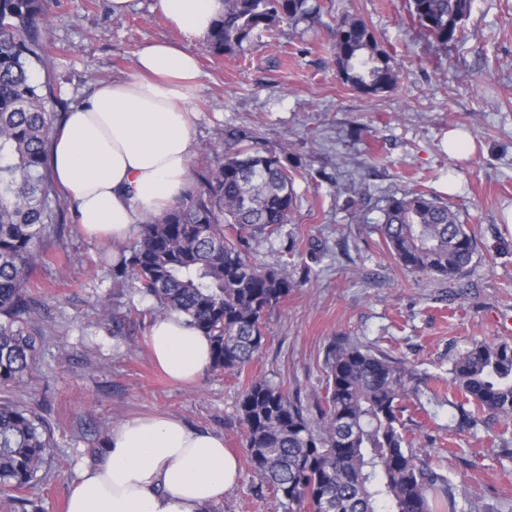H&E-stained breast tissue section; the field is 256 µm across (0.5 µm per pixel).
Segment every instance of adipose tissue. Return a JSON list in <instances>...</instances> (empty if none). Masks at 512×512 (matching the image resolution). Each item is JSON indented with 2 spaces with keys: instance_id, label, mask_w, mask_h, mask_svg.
Segmentation results:
<instances>
[{
  "instance_id": "adipose-tissue-1",
  "label": "adipose tissue",
  "mask_w": 512,
  "mask_h": 512,
  "mask_svg": "<svg viewBox=\"0 0 512 512\" xmlns=\"http://www.w3.org/2000/svg\"><path fill=\"white\" fill-rule=\"evenodd\" d=\"M183 43L153 41L134 73L100 84L61 120L50 153L84 235L124 239L187 190L195 152L191 103L200 67L192 42L224 14L223 0H156ZM151 355L170 377L196 382L210 364L207 336L173 313L149 335ZM240 481L222 437L180 418L152 415L113 426L105 448L84 463L66 512H212Z\"/></svg>"
}]
</instances>
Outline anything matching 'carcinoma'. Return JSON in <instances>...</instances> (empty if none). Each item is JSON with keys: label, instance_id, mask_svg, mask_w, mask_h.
Returning a JSON list of instances; mask_svg holds the SVG:
<instances>
[{"label": "carcinoma", "instance_id": "1", "mask_svg": "<svg viewBox=\"0 0 512 512\" xmlns=\"http://www.w3.org/2000/svg\"><path fill=\"white\" fill-rule=\"evenodd\" d=\"M473 0H410L421 34L438 53L463 34ZM313 0H224L208 34L212 54L238 56L254 39L307 21ZM340 79L368 96L394 89L400 72L366 22L343 14L331 30ZM49 0H0V492L11 512L29 511L51 444L47 422L7 396L36 366L43 330L31 278L44 241L65 223L49 164L53 109L64 106L50 74ZM233 149L215 160L176 206L149 216L136 241L117 246L112 278L129 281L152 305L127 312L103 304L112 335L177 312L208 336L210 368L241 374L261 351L266 317L298 284L276 259L250 258V242L291 223L294 178L253 132L227 133ZM243 141L250 142L244 148ZM397 265L453 280L469 268L476 241L453 207L419 189L388 197L379 227ZM463 401L457 428L486 417L512 423V344L473 341L452 362ZM423 380L382 352L336 342L327 353L326 391L309 408L301 392L263 379L242 389L238 414L253 480L286 512H478L466 489L422 459L407 436L404 402Z\"/></svg>", "mask_w": 512, "mask_h": 512}]
</instances>
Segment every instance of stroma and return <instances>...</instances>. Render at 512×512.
Returning a JSON list of instances; mask_svg holds the SVG:
<instances>
[{
	"instance_id": "1",
	"label": "stroma",
	"mask_w": 512,
	"mask_h": 512,
	"mask_svg": "<svg viewBox=\"0 0 512 512\" xmlns=\"http://www.w3.org/2000/svg\"><path fill=\"white\" fill-rule=\"evenodd\" d=\"M314 24L283 27L240 56L216 59L193 43L201 75L190 167L202 172L223 155L232 129L258 132L285 153L297 209L275 240L256 239L258 262L283 251L295 282L269 317L258 356L241 376L205 370L175 381L154 365L149 327L113 335L100 302L118 289L112 245L85 237L74 218L44 243L34 276L46 331L37 368L12 397L43 415L52 450L30 498L39 512H65L80 465L103 448L113 427L139 415H173L222 436L240 463L239 484L218 512H284L271 492L256 494L237 402L251 379L323 394L325 357L337 340L406 362L428 388L406 414V430L432 467L464 482L482 512H512V455L494 430L459 431L458 395L448 383L453 359L472 341L512 343V0H474L463 39L437 56L411 22L407 0H319ZM363 19L401 69L398 86L376 97L338 78L330 29L339 15ZM57 47L52 77L70 105L104 81L131 75L151 41L181 42L154 9L131 0L114 15L111 0H64L51 8ZM467 131V159L451 158L449 129ZM422 189L448 201L474 232L477 253L450 282L402 270L385 249L378 223L389 196Z\"/></svg>"
}]
</instances>
